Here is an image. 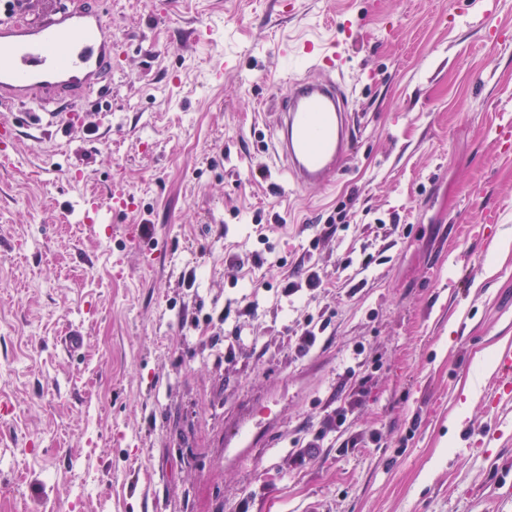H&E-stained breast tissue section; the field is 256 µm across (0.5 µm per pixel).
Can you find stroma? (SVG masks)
<instances>
[{
  "label": "stroma",
  "instance_id": "1",
  "mask_svg": "<svg viewBox=\"0 0 512 512\" xmlns=\"http://www.w3.org/2000/svg\"><path fill=\"white\" fill-rule=\"evenodd\" d=\"M289 2L105 0L74 126L0 108V512H512V419L480 436L512 347V0ZM305 37L339 44L359 131L296 195L260 110ZM126 194L124 189L111 187L104 198L87 193L81 197V222L86 224L91 235L98 234V224H112V216L124 212Z\"/></svg>",
  "mask_w": 512,
  "mask_h": 512
}]
</instances>
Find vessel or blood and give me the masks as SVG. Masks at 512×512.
<instances>
[{"mask_svg":"<svg viewBox=\"0 0 512 512\" xmlns=\"http://www.w3.org/2000/svg\"><path fill=\"white\" fill-rule=\"evenodd\" d=\"M40 21L0 19V104H20L29 126L67 124L70 111L112 72V31L99 9L58 10L44 0ZM290 53L305 74L272 106L273 150L289 188L303 192L335 184L356 138L348 97L336 76L343 59L335 47L313 39ZM126 192L83 195L81 221L89 232L122 214ZM493 407L512 400V349L499 353Z\"/></svg>","mask_w":512,"mask_h":512,"instance_id":"b4317fda","label":"vessel or blood"}]
</instances>
